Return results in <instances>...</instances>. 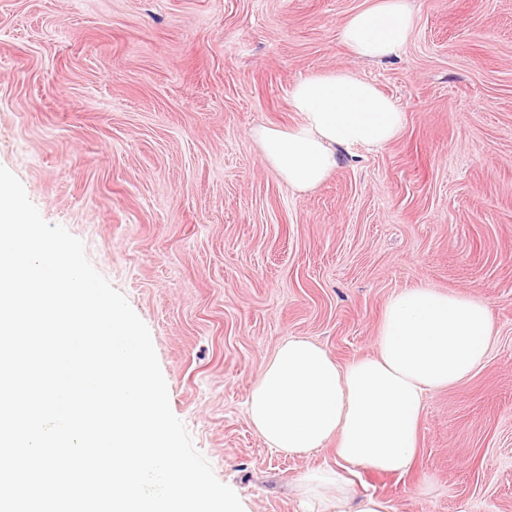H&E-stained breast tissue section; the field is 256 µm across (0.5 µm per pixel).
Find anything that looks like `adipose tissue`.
Returning <instances> with one entry per match:
<instances>
[{
    "mask_svg": "<svg viewBox=\"0 0 512 512\" xmlns=\"http://www.w3.org/2000/svg\"><path fill=\"white\" fill-rule=\"evenodd\" d=\"M415 17L409 0H365L339 30L348 55L379 62L397 56ZM289 105L300 120L255 132L261 158L290 188L320 186L343 150L383 148L405 124L395 101L348 71L297 81ZM491 313L481 298L415 285L388 301L375 355L342 366L321 346L288 338L247 396L250 421L277 450L303 455L335 440V468L304 476V512H352L346 470L403 474L418 446L425 395L455 386L484 362Z\"/></svg>",
    "mask_w": 512,
    "mask_h": 512,
    "instance_id": "obj_1",
    "label": "adipose tissue"
}]
</instances>
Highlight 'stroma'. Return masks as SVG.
<instances>
[{
	"instance_id": "35a3bbf8",
	"label": "stroma",
	"mask_w": 512,
	"mask_h": 512,
	"mask_svg": "<svg viewBox=\"0 0 512 512\" xmlns=\"http://www.w3.org/2000/svg\"><path fill=\"white\" fill-rule=\"evenodd\" d=\"M400 54L350 59L363 0H0V166L84 244L148 327L172 412L244 512H303L333 445L276 451L246 413L288 337L371 355L384 306L425 284L475 295L494 336L427 393L404 475L358 470L395 512H512V0H410ZM349 70L406 115L297 193L255 127L300 119L290 88Z\"/></svg>"
}]
</instances>
